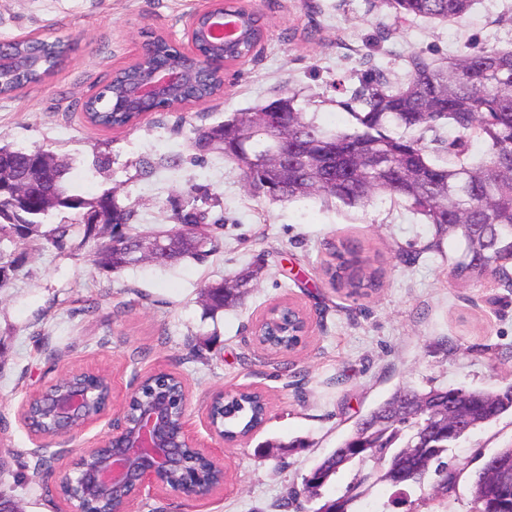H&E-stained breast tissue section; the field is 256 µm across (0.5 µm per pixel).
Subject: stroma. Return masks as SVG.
<instances>
[{
    "label": "stroma",
    "mask_w": 512,
    "mask_h": 512,
    "mask_svg": "<svg viewBox=\"0 0 512 512\" xmlns=\"http://www.w3.org/2000/svg\"><path fill=\"white\" fill-rule=\"evenodd\" d=\"M267 18L254 54L224 70V94L146 115L133 129L105 131L81 111L84 98L116 69L133 63L151 34L186 47V26L208 0H0V41L29 34L67 46L63 67L45 82L0 99V145L41 148L71 163L69 186L93 197L114 190L135 209L132 233L171 229L189 188L208 198L206 223L223 220L217 248L203 260L144 263L118 273L98 270L93 242L74 234L65 250L37 241L0 242V253L26 262L0 288V493L25 512H69L53 491L54 474L112 428L103 417L52 442L25 425L22 406L72 368L108 369L125 392L154 369L178 373L190 388L191 435L216 449L226 472L204 500L145 489L129 512H281L291 484L331 452L359 415L398 387L499 391L512 383V281L475 287L454 279V249L428 250L433 228L404 203L386 197L364 207L253 197L237 166L196 156L197 129L252 112L288 90L302 91L310 111L332 129L351 124L336 107L334 85L363 58L403 77L404 57L434 58L512 45V0H478L452 23L392 24L369 0H249ZM178 155L177 168L160 166ZM110 159L100 170L95 160ZM156 162L152 176L143 162ZM353 244L377 273L374 290L350 295L324 269ZM262 265L242 305L205 316L200 292L210 282ZM290 299L311 316L293 352L256 344L254 325L268 307ZM249 388L270 403L267 422L228 446L209 430L205 407L221 389ZM303 447H294V440ZM512 448V414L477 428L448 450L457 469L452 490L428 481L395 505V487L374 484L352 512H473V481L484 461ZM286 468H279V461Z\"/></svg>",
    "instance_id": "1"
}]
</instances>
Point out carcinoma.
I'll use <instances>...</instances> for the list:
<instances>
[{
  "label": "carcinoma",
  "instance_id": "obj_1",
  "mask_svg": "<svg viewBox=\"0 0 512 512\" xmlns=\"http://www.w3.org/2000/svg\"><path fill=\"white\" fill-rule=\"evenodd\" d=\"M476 0H372L377 11L398 21L437 20L454 22L472 9ZM263 18L250 10L242 17L241 43L236 56L245 57L253 49ZM9 62L0 68V96L13 97L18 90L44 81L64 62L60 41L23 37L0 43V53ZM159 64L194 71V61L181 55L166 38L157 36L150 52L128 65L97 94L83 104L88 122L100 129H122L135 125L140 116L120 107V99L141 74ZM406 79H392L385 71L370 65L354 76L350 85L336 82L337 106L352 118L346 129L328 130L318 113L299 106L300 93L286 91L255 112L238 113L222 123L198 133L192 148L199 155L219 152L238 165L248 192L256 198L277 195L284 201L322 200L339 207L366 206L379 197L405 203L435 230L428 251L440 250L444 237L457 242L452 263L454 278L483 284L490 272L512 254V47L490 48L471 53L450 54L437 61L423 52L405 57ZM224 92V76L215 71L195 74L182 88L172 105L210 99ZM288 117V133L301 146L303 161L286 171L261 162L274 146L277 128L265 119L267 112ZM241 122L249 126L254 163L241 161L234 153L229 128ZM384 154L394 163V171L383 176L371 169L370 156ZM0 162L8 174L0 177V240L39 238L62 250L71 240L73 229L83 238L96 241L94 262L98 269L114 272L139 265L137 250L141 236L126 235L119 250L112 249V237L122 234L135 210L121 205L115 195L104 192L87 198L68 187L70 167L45 150L0 146ZM40 167L42 176L35 193L22 198L10 182L28 170ZM198 197L187 192L177 213L188 234L169 242L165 253L154 262L168 264L185 258L203 259L217 245L224 223H203ZM54 211L68 214V220L44 228ZM331 277L357 289L375 286L366 274L356 252L345 249ZM259 269L247 267L230 278L205 286L202 300L211 315L242 303L253 287ZM296 316L283 307L266 325L262 339L276 346L294 347ZM433 408L422 411L417 400L424 393L403 388L361 415L339 449L323 457L310 471L322 482L312 484L303 477L301 486L288 489L281 506L305 498L310 501L332 482L344 467L373 460L381 470H361L343 495L328 500L314 512L331 506L348 509L368 487L386 482L400 491L411 488L391 474V464L406 461L427 472L443 473L437 487L447 492L454 486L456 469L444 461L450 443L443 435L430 442L432 449L422 455L408 452L423 444L422 430L439 409L448 406V394L466 400L479 428L512 411V384L501 390L504 400L494 401L482 390L436 388ZM408 409L379 434L367 435L363 421L383 412L399 400ZM224 437L234 441L251 434L264 422L258 394L246 392L214 411ZM475 512H512V485L474 494Z\"/></svg>",
  "mask_w": 512,
  "mask_h": 512
}]
</instances>
